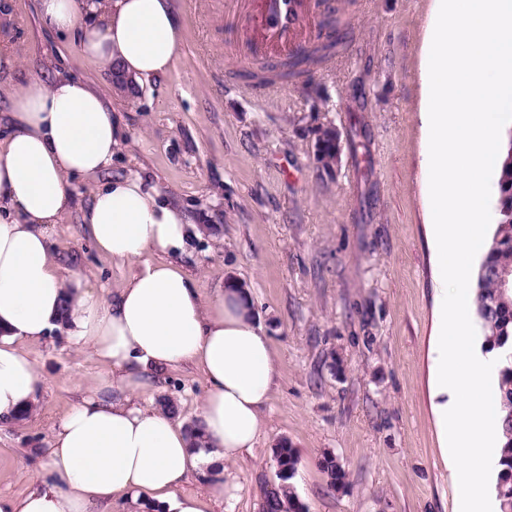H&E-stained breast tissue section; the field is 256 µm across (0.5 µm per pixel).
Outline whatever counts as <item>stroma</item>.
Returning <instances> with one entry per match:
<instances>
[{
	"label": "stroma",
	"mask_w": 512,
	"mask_h": 512,
	"mask_svg": "<svg viewBox=\"0 0 512 512\" xmlns=\"http://www.w3.org/2000/svg\"><path fill=\"white\" fill-rule=\"evenodd\" d=\"M335 2L349 23L332 59L261 90L232 55L223 0H174V66L134 96L81 53L77 34L47 31L38 0H0V40L21 57L0 84V113L34 76L99 89L127 129L108 177L158 182L198 224L183 263L203 296L231 279L249 288L279 376L268 433L233 465L239 489L213 512H261L260 483L284 439L298 453L305 512H458L431 397L439 305L419 168L420 57L434 0ZM321 124L341 137L332 173L314 158ZM99 183L77 181V209L51 233L63 268L108 293L131 269L99 254L82 224ZM23 348L44 383L32 413L0 427V495L15 499L34 488L56 423L112 376L62 330ZM205 389L201 371L184 366L161 375L150 398L189 422ZM327 454L346 473L342 490L320 468Z\"/></svg>",
	"instance_id": "1"
}]
</instances>
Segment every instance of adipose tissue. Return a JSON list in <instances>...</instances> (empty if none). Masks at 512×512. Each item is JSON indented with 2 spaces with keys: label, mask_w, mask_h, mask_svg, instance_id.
<instances>
[{
  "label": "adipose tissue",
  "mask_w": 512,
  "mask_h": 512,
  "mask_svg": "<svg viewBox=\"0 0 512 512\" xmlns=\"http://www.w3.org/2000/svg\"><path fill=\"white\" fill-rule=\"evenodd\" d=\"M52 31L77 32L82 54L142 82L167 74L179 44L173 0H39ZM0 138V423L34 407L43 383L21 348L53 329L112 367L98 393L61 418L41 485L0 497V512H103L130 500L140 512H208L234 497L232 463L267 433L277 379L271 340L248 289L229 281L204 297L179 260L201 230L139 174L94 190L84 213L97 251L130 265L111 295L63 275L51 225L75 206L72 181L107 169L126 131L88 83L33 77L13 95ZM198 367L206 382L197 429L143 405L156 374ZM205 492L177 495L190 473Z\"/></svg>",
  "instance_id": "ef3b65f1"
}]
</instances>
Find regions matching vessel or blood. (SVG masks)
Listing matches in <instances>:
<instances>
[{
	"label": "vessel or blood",
	"mask_w": 512,
	"mask_h": 512,
	"mask_svg": "<svg viewBox=\"0 0 512 512\" xmlns=\"http://www.w3.org/2000/svg\"><path fill=\"white\" fill-rule=\"evenodd\" d=\"M318 0H224V22L239 33L243 63L278 52L301 54L310 37L304 26Z\"/></svg>",
	"instance_id": "obj_1"
}]
</instances>
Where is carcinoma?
I'll use <instances>...</instances> for the list:
<instances>
[{
	"label": "carcinoma",
	"mask_w": 512,
	"mask_h": 512,
	"mask_svg": "<svg viewBox=\"0 0 512 512\" xmlns=\"http://www.w3.org/2000/svg\"><path fill=\"white\" fill-rule=\"evenodd\" d=\"M339 41L319 42L299 56L270 67L263 66L251 74L263 82L273 83L304 75L302 66H318L335 54ZM495 223L487 250L477 268L470 290L472 316L483 338L484 347L496 355L497 393L499 406L500 452L496 462L494 494L498 512H512V294H502L497 272L512 269V156L502 151L499 173L493 184ZM279 473L263 489L262 512H302L294 489L298 456L287 441L273 449ZM321 470L329 486H345V472L332 455L321 461Z\"/></svg>",
	"instance_id": "1"
}]
</instances>
